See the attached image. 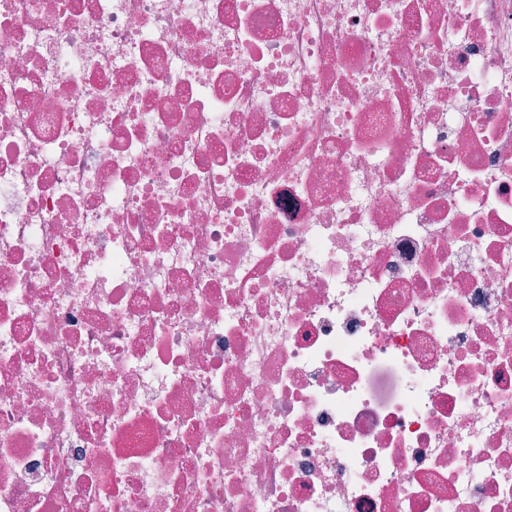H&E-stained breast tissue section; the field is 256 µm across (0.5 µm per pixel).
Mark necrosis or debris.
Listing matches in <instances>:
<instances>
[{"label": "necrosis or debris", "instance_id": "1", "mask_svg": "<svg viewBox=\"0 0 512 512\" xmlns=\"http://www.w3.org/2000/svg\"><path fill=\"white\" fill-rule=\"evenodd\" d=\"M0 512H512V0H0Z\"/></svg>", "mask_w": 512, "mask_h": 512}]
</instances>
